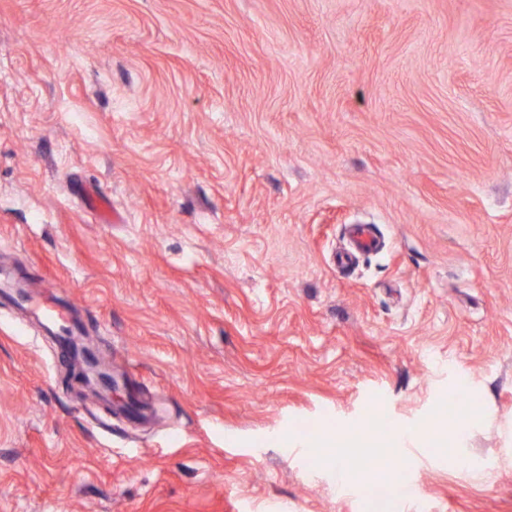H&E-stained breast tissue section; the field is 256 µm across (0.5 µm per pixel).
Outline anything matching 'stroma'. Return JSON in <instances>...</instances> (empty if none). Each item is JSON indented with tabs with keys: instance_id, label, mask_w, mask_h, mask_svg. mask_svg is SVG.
Listing matches in <instances>:
<instances>
[{
	"instance_id": "stroma-1",
	"label": "stroma",
	"mask_w": 512,
	"mask_h": 512,
	"mask_svg": "<svg viewBox=\"0 0 512 512\" xmlns=\"http://www.w3.org/2000/svg\"><path fill=\"white\" fill-rule=\"evenodd\" d=\"M0 266L157 410L0 301V512H512V0H0ZM463 378L472 466L337 485ZM352 247L336 256V264L340 268L352 265L358 253H367L377 249L379 241L370 224L354 225L350 231ZM71 361L63 379L67 387L77 385L83 387L91 376L98 383V390L104 392L105 397L112 402V396L118 392H127V388H121L114 384L112 372L104 367L94 354L93 350L85 349L81 359L70 354Z\"/></svg>"
}]
</instances>
